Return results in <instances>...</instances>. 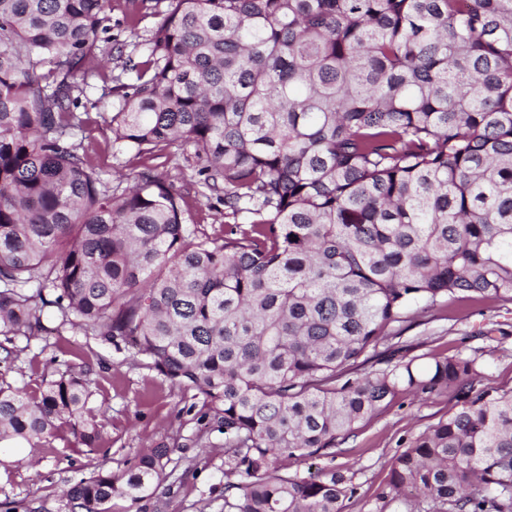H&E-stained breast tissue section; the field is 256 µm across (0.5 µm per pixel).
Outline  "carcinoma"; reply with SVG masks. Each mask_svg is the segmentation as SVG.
<instances>
[{"instance_id":"carcinoma-1","label":"carcinoma","mask_w":512,"mask_h":512,"mask_svg":"<svg viewBox=\"0 0 512 512\" xmlns=\"http://www.w3.org/2000/svg\"><path fill=\"white\" fill-rule=\"evenodd\" d=\"M110 6L0 0V334L78 328L193 392L224 512H342L351 479L285 462L334 458L396 396L450 389L382 498L512 512V391L475 390L476 358L354 372L414 304L512 302V0H167L128 84L89 66ZM93 78L118 96L114 153L193 151L223 236L150 167L108 186L78 140ZM14 361L0 447H101L86 362L32 388L7 381ZM169 463L156 448L94 471L71 512L149 501Z\"/></svg>"}]
</instances>
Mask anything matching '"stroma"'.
Masks as SVG:
<instances>
[{"mask_svg":"<svg viewBox=\"0 0 512 512\" xmlns=\"http://www.w3.org/2000/svg\"><path fill=\"white\" fill-rule=\"evenodd\" d=\"M111 6V35L121 43L147 38L166 10L164 0H144V20L133 34L125 23L127 0H112ZM100 95V89L87 90L82 102L92 119L85 145L105 181L113 186L150 166L184 197L191 223L201 225L210 236H222L224 204L204 193L194 164L185 155L113 156L108 113L97 104ZM6 346L20 351L9 375L20 384L39 385L52 377L58 364L82 358L101 386L96 402L106 406L108 414L105 449L98 453H79L61 441L34 455L25 448L1 449L0 512H70L64 491L71 482L98 467L115 472L127 469L140 455L163 446L171 451L173 474L156 490L151 506L117 499L112 512H224L223 449L182 447L183 438L196 429L188 412L191 395L146 367L143 357L72 331L31 341L22 337L8 341L0 335V348ZM377 351L376 358L359 364V372L381 369L388 358L397 363L423 354L460 352L482 365L479 387L511 390L512 302L485 298L431 308L411 306L406 321L392 328L390 338ZM454 404L449 392L430 399L399 396L367 419L342 453L300 463L297 469L332 466L351 477L356 492L344 500L343 512H393L392 505L378 497L388 481L391 460L411 439L447 417Z\"/></svg>","mask_w":512,"mask_h":512,"instance_id":"1","label":"stroma"}]
</instances>
